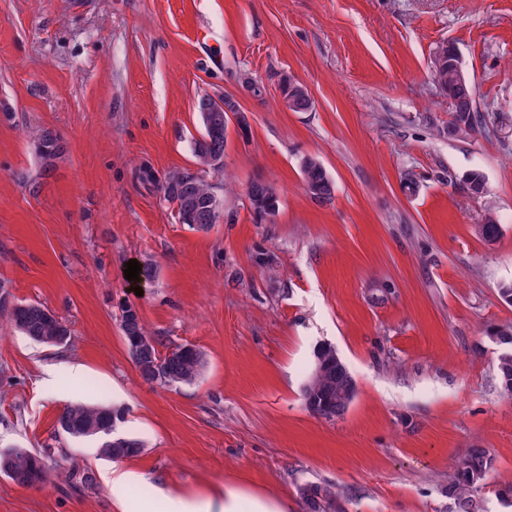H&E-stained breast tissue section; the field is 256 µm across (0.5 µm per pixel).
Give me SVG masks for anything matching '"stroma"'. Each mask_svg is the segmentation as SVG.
Instances as JSON below:
<instances>
[{"label":"stroma","instance_id":"stroma-1","mask_svg":"<svg viewBox=\"0 0 512 512\" xmlns=\"http://www.w3.org/2000/svg\"><path fill=\"white\" fill-rule=\"evenodd\" d=\"M444 46L500 135L449 137ZM280 73L309 111L284 105ZM246 77L266 94L245 95ZM204 95L236 99L250 128L229 125L210 176L235 220L199 231L139 175L197 171ZM45 130L63 147L49 162ZM307 156L329 200L307 194ZM509 156L512 0H0V284L71 330L64 346L0 333V449L55 451L44 483L0 476V512H162V494L228 482L288 512H306L308 484L333 491L326 512H458L449 487L472 448L494 459L482 512H512V396L486 334L512 324ZM257 177L279 191L274 223L247 204ZM489 215L491 243L475 232ZM132 260L154 271L137 291ZM128 304L160 350L205 353L194 384L142 380ZM322 346L355 383L333 419L303 399ZM77 402L124 409L117 432L141 452L114 463L63 433ZM116 467L138 482L113 486ZM301 170L308 194L316 201L331 197V181L322 164L314 157H304Z\"/></svg>","mask_w":512,"mask_h":512}]
</instances>
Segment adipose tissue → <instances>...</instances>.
<instances>
[{
  "mask_svg": "<svg viewBox=\"0 0 512 512\" xmlns=\"http://www.w3.org/2000/svg\"><path fill=\"white\" fill-rule=\"evenodd\" d=\"M166 512H288L285 501L257 495L241 487L228 486L223 496L185 498L169 495Z\"/></svg>",
  "mask_w": 512,
  "mask_h": 512,
  "instance_id": "ef3b65f1",
  "label": "adipose tissue"
}]
</instances>
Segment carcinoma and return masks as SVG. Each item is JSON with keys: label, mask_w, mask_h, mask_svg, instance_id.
<instances>
[{"label": "carcinoma", "mask_w": 512, "mask_h": 512, "mask_svg": "<svg viewBox=\"0 0 512 512\" xmlns=\"http://www.w3.org/2000/svg\"><path fill=\"white\" fill-rule=\"evenodd\" d=\"M204 133L209 142L203 144L197 140L192 150L197 164L204 170H212L214 161L224 159V143L227 123L224 110L215 108L200 113ZM498 125L490 113L453 112L448 123V136L462 137L479 134L491 126ZM39 148L46 157H54L60 152L56 136L45 131L39 139ZM301 170L308 194L316 201H325L331 197V181L322 164L314 157H305ZM141 180L155 186L163 198L176 206L178 221L200 231L208 230L221 216V210L212 207L213 186L205 176L184 181L183 175L169 172L159 179L152 172H142ZM250 186L261 196L260 203L250 206L256 221L273 222L280 209L279 194L275 185L258 178ZM478 235L487 242L496 240L501 233V225L488 216L477 225ZM0 312L8 317L11 326L21 334L44 344L51 345L59 336L70 335L68 325L41 304H17L12 308L1 307ZM132 359L143 378L160 371L162 384L183 385L196 382L207 365L205 354L191 345H180L166 354L157 347L152 352L142 353L137 348L138 340H152L145 334L142 322L133 321L132 327L123 330ZM488 335L505 337L503 349L498 357V378L501 388L512 394V326H500L491 329ZM351 378L345 365L328 346L320 347L315 353V364L310 381L303 390L304 400L310 403L308 409L323 417L336 413V395ZM124 418L122 410L91 403H76L67 406L58 418L62 431L77 439H95L98 441L99 455L118 460L131 457L142 448L140 441L113 436L114 423ZM51 457V449L38 452L18 448L9 463L10 473L6 474L14 483L39 484L47 475L46 459ZM492 467V458L484 448H473L462 461L454 478L453 488L459 503L460 512H476V502L486 490V477ZM308 512H323L329 498L327 489L314 485L303 491Z\"/></svg>", "instance_id": "1"}]
</instances>
